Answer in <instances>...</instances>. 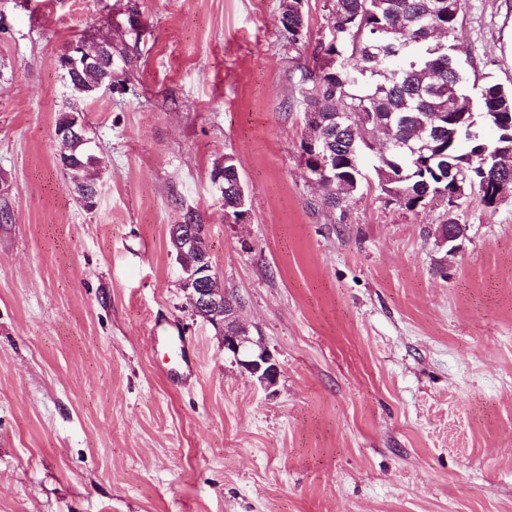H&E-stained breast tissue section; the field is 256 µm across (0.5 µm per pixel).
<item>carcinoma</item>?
Wrapping results in <instances>:
<instances>
[{"label": "carcinoma", "instance_id": "1", "mask_svg": "<svg viewBox=\"0 0 512 512\" xmlns=\"http://www.w3.org/2000/svg\"><path fill=\"white\" fill-rule=\"evenodd\" d=\"M463 0H335L330 38L319 43L313 69L297 85L310 125L328 140L336 162V180L352 199L363 178L360 129L337 113L353 115L369 129L382 128L394 140L418 148L375 158L378 187L388 202L413 211L445 198L454 176L465 190L486 186L481 202L492 205L489 191L512 189V167L496 158L512 150V85L486 77L465 90L464 65L476 69L467 54L461 61L455 32ZM300 3L279 0V29L288 47L300 50L305 14ZM74 97L91 100L90 90L106 77L99 66L86 64L76 48L62 55ZM84 127L83 113L63 112L54 133ZM56 162L84 205L94 185L95 158L86 131L58 138Z\"/></svg>", "mask_w": 512, "mask_h": 512}]
</instances>
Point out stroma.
<instances>
[{
	"label": "stroma",
	"instance_id": "1",
	"mask_svg": "<svg viewBox=\"0 0 512 512\" xmlns=\"http://www.w3.org/2000/svg\"><path fill=\"white\" fill-rule=\"evenodd\" d=\"M0 0V512H512V198L386 203L372 159L323 204L295 86L334 0ZM479 76L512 83V0H464ZM112 41L123 89L85 104L95 208L55 156L58 59ZM233 155L249 219L211 181ZM207 225L213 268L281 367L264 390L180 288L169 228ZM195 379L171 384L175 335ZM289 1L295 0H288V5L285 4L284 1L279 0V29L288 39L289 48L298 51L301 48V43L303 40V33L305 29V14L303 10V4L301 5L299 1L297 3ZM299 6H301V11Z\"/></svg>",
	"mask_w": 512,
	"mask_h": 512
}]
</instances>
